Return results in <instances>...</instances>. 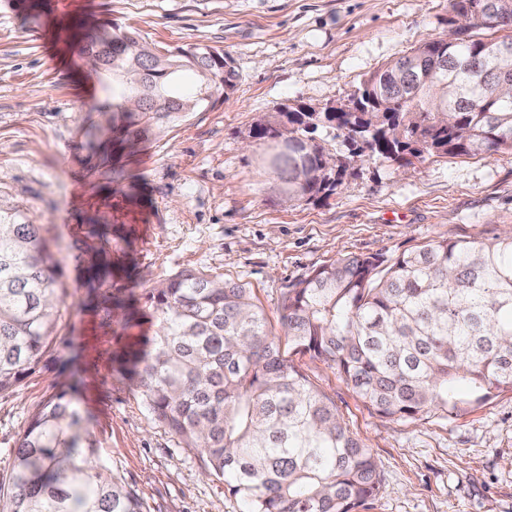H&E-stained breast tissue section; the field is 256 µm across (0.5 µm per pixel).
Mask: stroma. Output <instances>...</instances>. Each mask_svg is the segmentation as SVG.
<instances>
[{
	"mask_svg": "<svg viewBox=\"0 0 512 512\" xmlns=\"http://www.w3.org/2000/svg\"><path fill=\"white\" fill-rule=\"evenodd\" d=\"M449 0H0V213L38 224L59 262L65 314L42 362L0 394V483L31 416L76 387L101 460L144 512H242L116 372L152 320L125 322L113 298L198 269L245 284L280 349L371 449L383 490L356 512H512V392L456 413L385 419L336 371L293 350L281 301L347 255L387 258L433 239L483 241L512 229V152L429 156L409 167L350 164L329 193L268 190L253 128L278 108L347 102L385 63L447 37ZM107 20L153 46L224 50L236 72L222 103L105 161L88 145L104 95L80 49ZM107 234L87 238L86 227ZM107 288H88L96 251Z\"/></svg>",
	"mask_w": 512,
	"mask_h": 512,
	"instance_id": "stroma-1",
	"label": "stroma"
}]
</instances>
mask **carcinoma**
Instances as JSON below:
<instances>
[{
  "label": "carcinoma",
  "instance_id": "1",
  "mask_svg": "<svg viewBox=\"0 0 512 512\" xmlns=\"http://www.w3.org/2000/svg\"><path fill=\"white\" fill-rule=\"evenodd\" d=\"M490 0H451L470 11L469 40L427 55L425 42L365 79L348 111L280 110L255 127L257 139L288 138L272 155L290 198L333 191L347 161L364 157L412 164L426 155L512 151V33L479 37ZM82 52L105 59L98 72L112 154L208 107L234 86L224 51L190 45L164 57L141 35L108 22L84 36ZM146 71L140 87L124 79ZM197 76L184 89L182 72ZM139 95L143 109L127 102ZM331 127L347 160L315 133ZM112 261L100 259L96 287ZM59 271L37 224L0 216V393L42 360L62 318ZM149 347L122 357L154 419L204 471L224 480L246 512H355L383 482L376 460L336 405L280 351L250 289L182 270L146 293ZM282 325L295 349L336 369L386 419H422L512 392V234L486 241L433 239L387 259L346 256L314 270L282 301ZM72 394L52 395L17 448L0 512H143L139 497L100 462Z\"/></svg>",
  "mask_w": 512,
  "mask_h": 512
}]
</instances>
